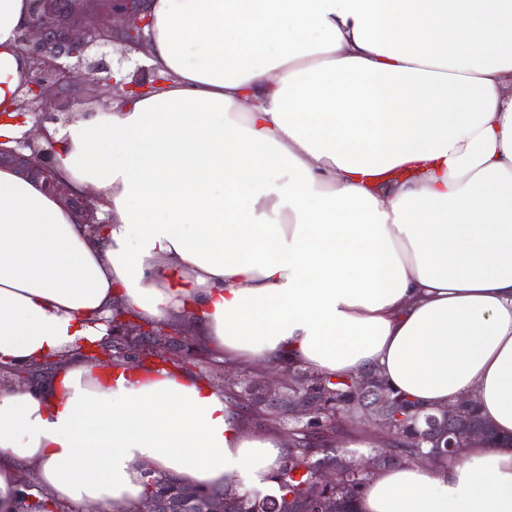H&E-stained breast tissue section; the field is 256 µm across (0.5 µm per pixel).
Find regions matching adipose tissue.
<instances>
[{
	"instance_id": "1",
	"label": "adipose tissue",
	"mask_w": 512,
	"mask_h": 512,
	"mask_svg": "<svg viewBox=\"0 0 512 512\" xmlns=\"http://www.w3.org/2000/svg\"><path fill=\"white\" fill-rule=\"evenodd\" d=\"M165 85L51 124L91 230L0 165V512L19 476L133 512L149 474L278 494V437L191 373L77 354L121 305L193 317L231 362L377 373L430 407L472 398L498 438L377 471L358 512H512V0H148ZM32 0H0V138Z\"/></svg>"
}]
</instances>
